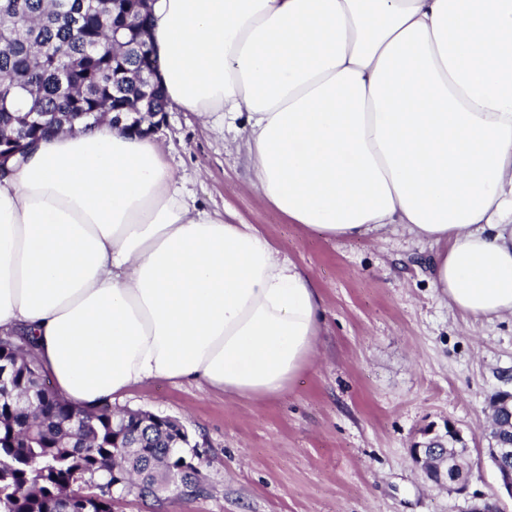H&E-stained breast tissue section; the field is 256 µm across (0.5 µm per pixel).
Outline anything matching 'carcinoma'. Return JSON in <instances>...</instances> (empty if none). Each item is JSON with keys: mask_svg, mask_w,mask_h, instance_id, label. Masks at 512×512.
Returning a JSON list of instances; mask_svg holds the SVG:
<instances>
[{"mask_svg": "<svg viewBox=\"0 0 512 512\" xmlns=\"http://www.w3.org/2000/svg\"><path fill=\"white\" fill-rule=\"evenodd\" d=\"M147 0H0V153L62 128L57 112H164L152 76ZM43 112L38 126L21 113ZM13 374L0 399V512H114L112 491L156 502L161 493L207 494L185 438L117 415L104 403L72 405L42 387L33 352L0 338ZM128 437V448L112 435ZM84 482L83 495L73 489Z\"/></svg>", "mask_w": 512, "mask_h": 512, "instance_id": "1", "label": "carcinoma"}]
</instances>
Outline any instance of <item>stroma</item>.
<instances>
[{"label":"stroma","mask_w":512,"mask_h":512,"mask_svg":"<svg viewBox=\"0 0 512 512\" xmlns=\"http://www.w3.org/2000/svg\"><path fill=\"white\" fill-rule=\"evenodd\" d=\"M174 178L196 205L255 225L314 279L323 301L316 353L280 397L229 399L187 382L151 381L114 402L179 420L208 492L127 496L115 512H465L489 494V463L466 495L430 486L411 455L422 430L454 424L471 440L491 398L512 390V316L462 319L431 282L430 247L400 229L336 240L292 223L250 184L223 124L160 113Z\"/></svg>","instance_id":"stroma-1"}]
</instances>
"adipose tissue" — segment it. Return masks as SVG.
Returning a JSON list of instances; mask_svg holds the SVG:
<instances>
[{"mask_svg":"<svg viewBox=\"0 0 512 512\" xmlns=\"http://www.w3.org/2000/svg\"><path fill=\"white\" fill-rule=\"evenodd\" d=\"M168 108L243 119L251 184L337 239L435 246L463 319L512 315V0H150ZM60 395L145 382L285 394L322 331L313 278L190 203L156 136L76 123L0 178V335Z\"/></svg>","mask_w":512,"mask_h":512,"instance_id":"ef3b65f1","label":"adipose tissue"}]
</instances>
